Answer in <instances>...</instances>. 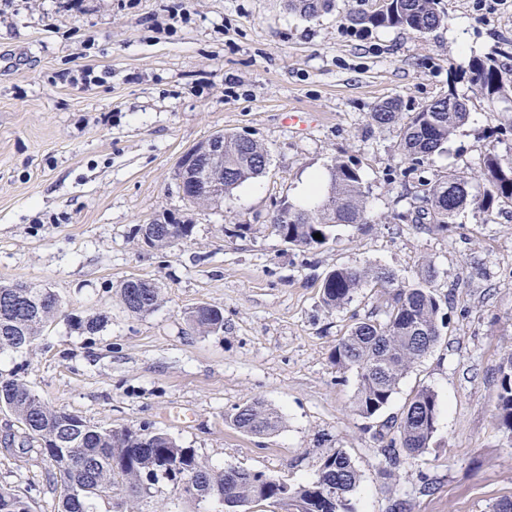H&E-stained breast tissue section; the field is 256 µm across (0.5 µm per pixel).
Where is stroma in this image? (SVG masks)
<instances>
[{
    "instance_id": "stroma-1",
    "label": "stroma",
    "mask_w": 512,
    "mask_h": 512,
    "mask_svg": "<svg viewBox=\"0 0 512 512\" xmlns=\"http://www.w3.org/2000/svg\"><path fill=\"white\" fill-rule=\"evenodd\" d=\"M0 0V283L54 290L64 315L24 353L0 355L46 402L94 425L161 431L208 464L261 471L298 486L320 458L345 450L360 473L356 512H489L512 498V434L495 420L499 367L512 353V213L461 212L439 231L397 220L421 185L456 169L477 176L498 115L461 74L512 39V0H439L442 24L353 29L354 0L316 18L285 0ZM98 81L77 84L83 69ZM455 91L469 118L418 169L400 152L399 125L368 120L398 99L416 112ZM306 115L305 128L285 124ZM247 135L270 154L267 173L220 208L191 205L180 157L212 134ZM358 166L370 226L333 228L328 244L291 247L271 228L282 200L301 204L308 176L335 159ZM170 214L191 236L156 251L138 225ZM247 225L243 235L235 225ZM432 264L446 326L401 380L381 419L354 410L357 375L330 359L339 338L374 313L372 289L325 309L320 284L340 265H382L406 280ZM129 277L155 282L161 302L128 312ZM224 312L202 336L190 308ZM102 311L94 335L67 315ZM436 393L437 430L421 455L383 479L382 420L421 387ZM264 399L282 418L266 435L236 429L235 407ZM436 489L423 490L424 479ZM0 485L34 512H57L53 468L40 440L0 409Z\"/></svg>"
}]
</instances>
